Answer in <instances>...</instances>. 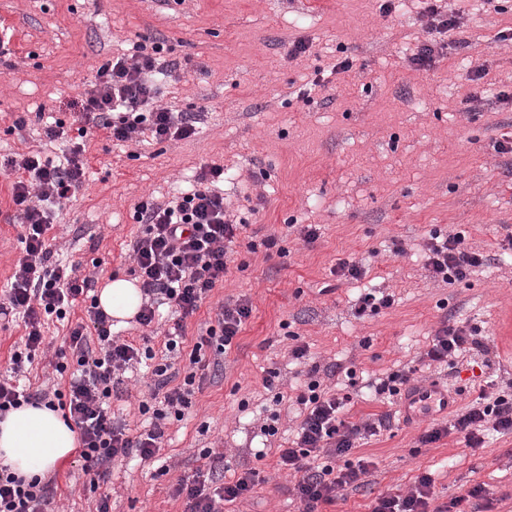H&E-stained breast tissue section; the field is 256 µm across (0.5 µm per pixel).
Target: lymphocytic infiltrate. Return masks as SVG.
<instances>
[{
	"instance_id": "f902f5d3",
	"label": "lymphocytic infiltrate",
	"mask_w": 512,
	"mask_h": 512,
	"mask_svg": "<svg viewBox=\"0 0 512 512\" xmlns=\"http://www.w3.org/2000/svg\"><path fill=\"white\" fill-rule=\"evenodd\" d=\"M163 43L151 42L141 54L119 57L100 65L71 105L80 115L79 141L69 142L61 121L45 124L43 133L51 141H68L62 162L28 153L0 161V168L13 172L12 200L20 208L25 228L20 241L22 254L11 276L10 288L0 303V315L21 316L26 329L23 350L10 358L13 372L32 361L46 342V319L65 320L75 301L94 286L91 278L78 277L74 268L53 258L44 234L53 221L54 209L82 187L87 176L85 146L81 139L89 129L106 131L117 142L150 139L156 142L185 140L195 135L201 116L155 105L156 77L170 71ZM223 167L204 166L195 176L191 190L167 202L143 201L135 210L143 236L133 247L134 275L141 281L144 301L135 317L147 327L156 316V304L166 303L176 314L172 332L166 333L161 349L139 346L136 340H121L112 333L110 318L91 303L86 317L75 324L56 350L54 368L69 377L68 391L47 387L36 391L0 380V417L24 404L64 410V419L78 432L76 461L88 476L91 490L99 491L106 473L104 466L132 454L147 461L161 449L165 428L182 420L191 405L199 372L209 367V356H224L231 349L243 324L252 313L246 299L225 301L217 323L198 337L189 355L186 373L173 368L172 359L183 342L186 321L201 307L230 271L231 253L243 227L234 222L224 205L217 184ZM487 256L468 247L462 233L431 234L425 244L424 267L431 279L447 285L466 280ZM487 353V346L474 330L444 325L433 334L424 360L454 364L471 352ZM75 357L68 366L67 357ZM154 361V386L140 401L141 413L152 416L149 430L130 433L113 421L110 399L113 384L141 359ZM296 401L307 413L290 447L279 449V467L299 476L294 496L302 512H319L320 506L335 503L343 491L365 486L371 463L349 457L363 440L380 435L390 427L389 414L362 422L346 420L349 395L323 387L311 378ZM512 432V395L480 393L477 401L457 411L451 420H437L419 438L421 444L440 441L449 433L463 434L472 448L482 447L487 432ZM344 459L335 468L333 459ZM262 482L257 469L243 471L235 480L206 490L195 480L179 478L172 496L183 500L184 512H224L226 505L250 497ZM483 485L463 489L448 503L436 504L433 480L423 474L403 493L378 496L371 512H466L474 499L486 498ZM46 488L39 481H25L0 466V512H44Z\"/></svg>"
}]
</instances>
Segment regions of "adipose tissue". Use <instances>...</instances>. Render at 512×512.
Wrapping results in <instances>:
<instances>
[{
    "instance_id": "adipose-tissue-1",
    "label": "adipose tissue",
    "mask_w": 512,
    "mask_h": 512,
    "mask_svg": "<svg viewBox=\"0 0 512 512\" xmlns=\"http://www.w3.org/2000/svg\"><path fill=\"white\" fill-rule=\"evenodd\" d=\"M98 304L110 317L132 318L141 304V291L126 279L105 281ZM77 446L76 434L60 413L25 405L0 421V462L18 475L43 477L53 471Z\"/></svg>"
}]
</instances>
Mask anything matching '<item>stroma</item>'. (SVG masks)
I'll list each match as a JSON object with an SVG mask.
<instances>
[{"label":"stroma","mask_w":512,"mask_h":512,"mask_svg":"<svg viewBox=\"0 0 512 512\" xmlns=\"http://www.w3.org/2000/svg\"><path fill=\"white\" fill-rule=\"evenodd\" d=\"M457 30H429L427 0H0V157L49 156L59 144L43 135L37 112L62 119L77 137L70 101L95 69L139 44L165 40L178 67L165 78L159 105L200 112L188 140L117 143L97 132L85 139V184L59 208L46 233L55 253L79 277L96 282L129 278L133 245L144 231L138 202L162 201L203 165L230 178L224 196L247 226L235 270L188 318L186 346L215 324L218 306L248 299L252 313L221 366L210 367L180 422L165 430L158 460L118 458L109 466L110 512H183L172 497L178 475L210 487L260 469L264 484L239 503V512H300L291 494L295 474L278 470L277 446H288L300 422L290 400L304 390L312 365H342L339 377L353 400L348 418L383 412L370 384L413 369L416 380L437 381L459 406L477 399L487 382L512 383V353L501 323L512 309V153L497 142L512 137V0H444ZM443 47L428 70L409 57L423 41ZM305 52L291 55L294 42ZM351 69L336 73L341 59ZM483 79L473 80L475 69ZM25 116L18 129L14 121ZM11 200V178L0 173V294L19 258L23 227ZM316 224L319 239L305 244L294 225ZM463 232L489 262L454 285L432 281L424 245L436 231ZM274 235L285 256H266L260 242ZM257 250H249V242ZM363 261L359 281H337V259ZM367 288L395 297L391 309L356 320L352 305ZM476 329L489 355L455 366L427 365L421 355L443 324ZM305 344L309 355L291 357ZM276 371L273 404L263 386ZM151 378L135 368L122 377L112 415L131 430L143 421L138 404ZM277 407L279 433L261 436L259 414ZM430 426L394 416L389 430L365 440L361 456L374 464L371 482L322 512H370L379 495L403 493L416 477L435 481L440 501L460 486L484 484L492 509L512 512V434L491 433L470 448L462 435L421 445ZM223 453L210 470L204 449ZM264 459H256L258 450ZM171 471L159 475L160 463ZM48 512H97V494L72 459L50 475Z\"/></svg>","instance_id":"stroma-1"}]
</instances>
